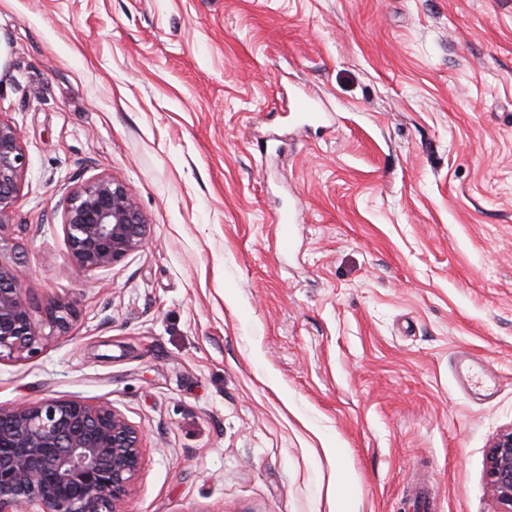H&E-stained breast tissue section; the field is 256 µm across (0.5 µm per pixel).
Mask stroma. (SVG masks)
I'll use <instances>...</instances> for the list:
<instances>
[{
  "mask_svg": "<svg viewBox=\"0 0 512 512\" xmlns=\"http://www.w3.org/2000/svg\"><path fill=\"white\" fill-rule=\"evenodd\" d=\"M0 119L27 156L0 261L36 321L75 311L0 360V405L139 427L119 512H416L417 475L496 512L512 0H0ZM102 175L150 239L85 273L60 202Z\"/></svg>",
  "mask_w": 512,
  "mask_h": 512,
  "instance_id": "obj_1",
  "label": "stroma"
}]
</instances>
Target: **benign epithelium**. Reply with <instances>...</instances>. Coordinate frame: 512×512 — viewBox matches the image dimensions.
<instances>
[{"label":"benign epithelium","mask_w":512,"mask_h":512,"mask_svg":"<svg viewBox=\"0 0 512 512\" xmlns=\"http://www.w3.org/2000/svg\"><path fill=\"white\" fill-rule=\"evenodd\" d=\"M26 166L20 131L0 119V229L11 223ZM62 227L75 266L100 271L142 249L148 224L132 190L98 176L64 200ZM26 272L0 261V360L36 350L42 325L33 318ZM73 310L55 304L46 323L67 329ZM142 435L109 403L44 399L0 406V512H116L142 463ZM487 480L512 512V429L488 454Z\"/></svg>","instance_id":"obj_1"}]
</instances>
